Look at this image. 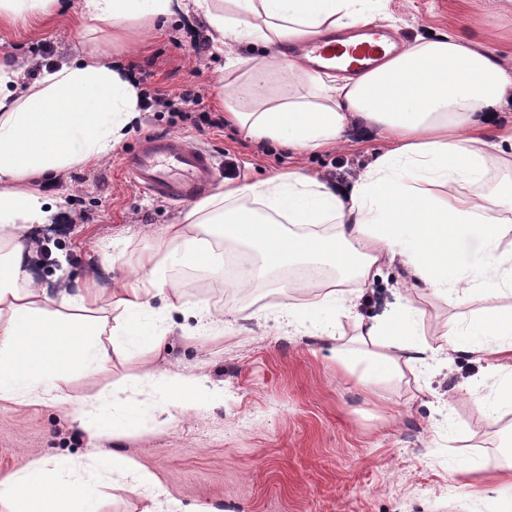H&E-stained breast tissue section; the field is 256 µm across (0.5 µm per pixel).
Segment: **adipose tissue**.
<instances>
[{"label": "adipose tissue", "instance_id": "adipose-tissue-1", "mask_svg": "<svg viewBox=\"0 0 512 512\" xmlns=\"http://www.w3.org/2000/svg\"><path fill=\"white\" fill-rule=\"evenodd\" d=\"M381 0H81L90 31L126 42L139 22L165 23L181 13L201 17L216 47L247 42L303 48L331 33L375 21ZM268 58H249L241 76L253 96L231 121L252 138L299 150L336 146L351 127L369 124L388 148L349 188L294 171L202 197L168 225L165 246L142 254L139 276L108 296L86 290L56 301L27 270L34 224L56 216L48 193L72 167L96 162L122 144L142 119L140 90L118 62L91 55L43 69L21 88L17 63L0 60V400L70 403V380L106 367L110 350L159 349L167 327L148 322L155 300L186 310L166 289L169 268L224 270L221 241L255 249L268 268H331L369 284L374 267L400 263L433 294L466 303L487 301L464 328L449 327L445 351L512 352V179L489 193L488 176L512 159V123L499 117L512 104V72L492 53L450 34L418 39L406 51L354 78L311 74V91L271 95ZM321 224L334 234L318 233ZM349 299L333 281L319 282L285 304L289 325L305 326L324 310L345 315ZM121 319L110 322V312ZM423 310L399 298L389 315L357 323V340L385 349L365 361L357 381L371 390L379 370L401 375L434 360L417 339ZM140 409L107 411L81 405L76 419L89 436L121 438ZM120 472L123 490L142 512H157V479L132 460L103 455L83 466L68 457L36 460L0 474V503L9 512H99L96 476Z\"/></svg>", "mask_w": 512, "mask_h": 512}]
</instances>
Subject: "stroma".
<instances>
[{
    "mask_svg": "<svg viewBox=\"0 0 512 512\" xmlns=\"http://www.w3.org/2000/svg\"><path fill=\"white\" fill-rule=\"evenodd\" d=\"M75 6L76 0H58L52 16L0 27V56L37 62L50 40L66 57L82 48L136 66L150 73L152 87L172 95L202 88L210 112L247 103L243 86L235 98L225 97V79L238 60L264 55L263 47L244 42L220 54L210 46L194 59L193 30L178 18L115 45L106 35H86ZM378 23L410 43L442 33L465 37L512 70V0H387ZM196 65L197 75L191 72ZM144 134L194 140L215 155L222 186L292 170L349 182L384 147L378 135L351 132L336 148L301 153L250 139L230 123L202 133L174 113L146 112L140 130L111 155L71 169L56 183L67 221L58 239L40 242L39 250L67 252L71 273L55 278L48 262L30 270L51 297L85 288L91 269V284L108 293L136 273L138 255L157 248L166 226L185 210V203L139 192L123 174L122 158ZM109 254L114 263L106 262ZM247 257L256 270L248 289L203 266L168 273L169 287L189 307L226 315V322L203 330L193 316L173 314L159 351L113 354L106 369L70 382L71 404L0 401V472L44 456L83 460L113 452L153 475L163 501L181 512H506L511 487L492 482L469 495L455 470L477 460L494 475L512 464V412L492 422L476 406L497 394L500 379L490 365L512 367V356L442 354L425 373L380 382L366 393L338 367L334 342L279 320L291 291L277 271L261 270L255 252ZM408 281L393 263L380 266L368 287L355 280L344 287L357 293V319L366 323L407 294L425 312L419 334L435 345L444 343L449 324L484 306L480 300L456 305ZM149 368L193 382V394L144 383ZM111 395L121 404L146 402L150 411L125 437H89L75 421V404Z\"/></svg>",
    "mask_w": 512,
    "mask_h": 512,
    "instance_id": "obj_1",
    "label": "stroma"
}]
</instances>
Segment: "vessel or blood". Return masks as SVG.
<instances>
[{
  "mask_svg": "<svg viewBox=\"0 0 512 512\" xmlns=\"http://www.w3.org/2000/svg\"><path fill=\"white\" fill-rule=\"evenodd\" d=\"M402 46V41L386 30L367 26L356 41L331 36L305 46L303 53L315 67L340 61L345 73L358 75L375 68ZM122 166L137 188L171 201L196 198L219 173L214 155L184 136H144L125 155Z\"/></svg>",
  "mask_w": 512,
  "mask_h": 512,
  "instance_id": "obj_1",
  "label": "vessel or blood"
}]
</instances>
